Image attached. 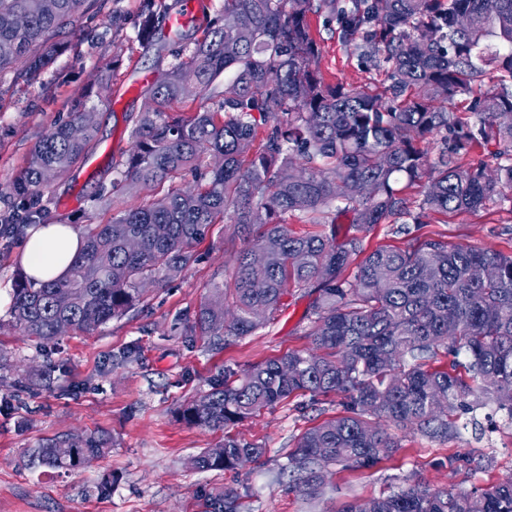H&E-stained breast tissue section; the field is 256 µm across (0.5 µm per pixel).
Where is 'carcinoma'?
I'll use <instances>...</instances> for the list:
<instances>
[{
  "mask_svg": "<svg viewBox=\"0 0 512 512\" xmlns=\"http://www.w3.org/2000/svg\"><path fill=\"white\" fill-rule=\"evenodd\" d=\"M81 2L0 0V71L23 61L19 76L36 81ZM316 9L363 62L385 72L389 95L323 80L309 19ZM167 11L165 0H143L137 39L148 40ZM174 58L147 90L151 107L132 117L116 177L90 196L92 216L67 275L42 282L17 272L11 326L44 343L61 337L63 322L89 332L121 318L148 287L186 271L211 227L229 220L246 242L233 287L214 289L187 335L217 345L249 336L274 320L289 286L313 282L312 347L224 371L181 408L185 424L224 431L294 393L313 406L340 397L342 411L302 433L282 465L314 502L325 488L314 472L370 468L395 452L385 423L446 441L459 414L487 400L512 419V252L420 238L404 250L368 252L362 236L338 243L298 235L285 219H325L342 209L367 231L411 214L403 192L424 177L429 188L416 221L511 200L512 162L489 171L458 156L474 145L512 143V0H224L203 38L179 45ZM491 69L500 83L486 89ZM461 99L469 101L466 121L448 110ZM441 132L445 151L432 162L424 143ZM97 135L94 108L73 101L6 188L13 203L0 225L48 223L36 207L44 172L68 176ZM187 173L192 192L182 187ZM359 254L350 280L345 270ZM488 266L497 270L492 280L482 276ZM441 350L466 362L428 365ZM111 445L104 431L45 437L24 450L23 462L69 474ZM265 454L263 445L226 434L188 465L223 471ZM403 482L343 512H512V477L480 491L435 489L414 473ZM236 502L226 490L212 506L236 512Z\"/></svg>",
  "mask_w": 512,
  "mask_h": 512,
  "instance_id": "obj_1",
  "label": "carcinoma"
}]
</instances>
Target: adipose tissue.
I'll return each mask as SVG.
<instances>
[{
	"label": "adipose tissue",
	"mask_w": 512,
	"mask_h": 512,
	"mask_svg": "<svg viewBox=\"0 0 512 512\" xmlns=\"http://www.w3.org/2000/svg\"><path fill=\"white\" fill-rule=\"evenodd\" d=\"M78 230L70 224H44L30 229L19 261L34 279L64 276L80 247Z\"/></svg>",
	"instance_id": "adipose-tissue-1"
}]
</instances>
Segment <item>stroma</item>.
I'll return each instance as SVG.
<instances>
[{
  "label": "stroma",
  "mask_w": 512,
  "mask_h": 512,
  "mask_svg": "<svg viewBox=\"0 0 512 512\" xmlns=\"http://www.w3.org/2000/svg\"><path fill=\"white\" fill-rule=\"evenodd\" d=\"M166 3L169 19L160 23L153 42L143 45L135 39L142 0H83L58 37L61 52L39 80L17 79L12 68L0 72V187L19 174L32 145L66 114L72 100L107 81V90L90 99L100 120L98 145L84 166L53 182L40 199L55 223H86L88 194L96 182L114 178L112 164L130 148L131 118L143 110L145 90L174 61L171 17L192 18L198 38L224 7V0ZM311 23L322 48L325 82L387 86L383 71L360 65L357 51L342 43L323 16H312ZM364 237L371 249H403L419 237L508 253L512 200L475 213H431L420 224L391 219ZM25 240L22 234L0 239V353L14 366L0 381V399L19 397L11 406H0V512H211L214 496L227 489L238 495L237 512H341L347 502L390 493L411 473L448 489L484 488L512 473V421L486 407L477 410L476 426L460 428L445 442L388 427V434L400 442L396 452L368 469L329 468L324 495L308 503L289 489L280 468L301 434L340 408L332 397L319 409L308 408L307 396L299 393L231 428V435L265 445L261 462L234 470L193 469L188 458L223 435L177 422L176 410L222 380L226 369L240 372L308 347L306 289L289 288L274 321L254 335L233 337L222 345L188 335L203 298L212 288L231 284L234 258L244 247L233 224H217L196 246L198 262L149 292L137 309L44 346L9 324L10 293ZM126 350L132 358L117 363V355ZM48 362L55 366L51 382L32 379V371ZM98 430L111 435V452L76 473L33 474L20 460L23 448L39 438ZM452 455L475 458L478 465L452 470ZM487 458L491 467L481 468L480 460ZM107 472L112 492L102 497L94 485Z\"/></svg>",
  "instance_id": "1"
}]
</instances>
